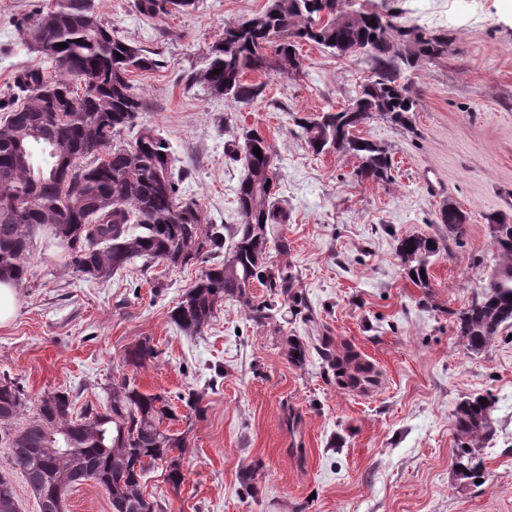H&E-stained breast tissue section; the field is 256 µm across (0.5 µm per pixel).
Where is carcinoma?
Masks as SVG:
<instances>
[{"label": "carcinoma", "instance_id": "cac0c4a2", "mask_svg": "<svg viewBox=\"0 0 512 512\" xmlns=\"http://www.w3.org/2000/svg\"><path fill=\"white\" fill-rule=\"evenodd\" d=\"M195 6L196 0H134L135 9L152 19ZM20 33L42 64L18 76L12 88L17 99L3 106L6 115L0 118V279L18 285L27 280L30 248L46 230L67 250L75 273L98 281L134 260L183 266L224 253L171 310L186 336L201 335L227 300L245 307L256 324L273 319L279 297L300 305L288 262L267 265L270 249L288 253V245L271 241L267 232L269 224L287 223L288 213L276 205L281 174L265 136L253 129L239 135L244 176L235 202L241 223L206 224L199 204L181 196L169 143L137 127L143 102L130 75L158 68L154 53L115 35L95 0H55L54 8L23 22ZM62 42L67 46L59 47ZM301 42L342 58L363 57L371 65V77L355 96L358 111L329 107L316 119H298L306 144L318 155L354 156L362 181L388 180V149L357 131L376 116L413 131L418 101L410 77L420 61L444 52V37L404 27L397 16L361 0H268L262 12L224 26L201 67L188 76L189 86L252 104L262 98L264 84L245 82V74L300 75L295 44ZM269 48L273 53H263ZM133 129V140L117 141ZM256 146L260 158L253 153ZM100 149L108 161L97 156ZM467 218L452 202L439 211L454 241L465 235ZM490 231L498 263L485 293L450 312L462 344L473 351L493 345L512 327V216L490 217ZM444 248L433 237L401 239L402 271L416 274L418 287H429L430 266ZM256 283L268 289L262 300L251 293ZM161 355L145 338L126 350L123 362L137 371ZM285 355L295 365L303 363L305 343L288 337ZM321 357L340 384H347L357 365L354 352L327 345ZM107 394L105 408L87 404L76 411L69 391L49 392L20 425L27 409L23 389L15 379L0 377V446L10 450L9 468L25 479L39 512H65L68 490L88 480L107 492L112 512H165V494L148 493L143 484L159 461L166 464L163 482L173 492L184 483L187 444L163 428V421L177 418L165 396L143 393L127 377ZM179 400L196 416L204 411L197 391ZM491 411L490 402L478 396L458 403L453 424L465 447L481 448L492 437ZM0 512H19L14 483L2 470Z\"/></svg>", "mask_w": 512, "mask_h": 512}]
</instances>
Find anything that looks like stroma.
I'll use <instances>...</instances> for the list:
<instances>
[{
	"mask_svg": "<svg viewBox=\"0 0 512 512\" xmlns=\"http://www.w3.org/2000/svg\"><path fill=\"white\" fill-rule=\"evenodd\" d=\"M134 0H96L104 23L155 51L159 69L130 79L144 101L138 125L169 143L184 196L210 224H236L235 189L244 175L234 136L265 134L281 172L288 221L269 228L288 242V262L306 315L248 321L225 302L205 332L190 338L169 316L203 268L133 263L106 281H87L58 246H36L18 287L16 318L0 326V374L17 378L29 407L48 391L71 390L102 404L105 390L134 377L162 394L184 434L186 480L167 512H512V337L465 350L449 317L468 306L497 263L489 215L512 214V0H373L402 25L445 35L448 46L422 61L413 89L414 129L371 119L360 133L385 145L391 178L367 182L351 155L312 153L296 121L342 107L370 75L363 58H339L300 43L302 74H247L262 100L243 106L186 83L225 24L262 12L267 0H197L160 18ZM50 0H0V95L38 65L18 24ZM451 201L469 217L460 244L433 261L428 287L403 273L397 247L410 235L441 237L437 217ZM300 337L307 360L289 363L285 339ZM150 338L161 357L131 371L127 347ZM370 360L377 383L356 394L322 361L324 340ZM203 393L204 414L186 417L179 397ZM491 398L495 434L476 457L481 480L454 467L461 448L453 411L462 397ZM254 468L256 493L241 484Z\"/></svg>",
	"mask_w": 512,
	"mask_h": 512,
	"instance_id": "1",
	"label": "stroma"
}]
</instances>
